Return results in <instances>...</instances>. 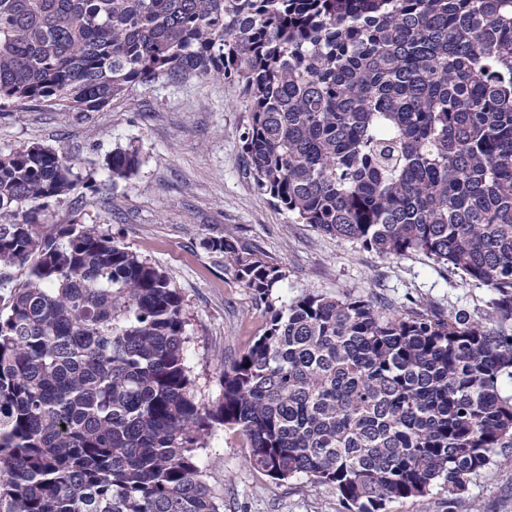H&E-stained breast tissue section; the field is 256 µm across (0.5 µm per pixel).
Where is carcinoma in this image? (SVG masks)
Masks as SVG:
<instances>
[{
    "mask_svg": "<svg viewBox=\"0 0 512 512\" xmlns=\"http://www.w3.org/2000/svg\"><path fill=\"white\" fill-rule=\"evenodd\" d=\"M243 93L246 171L296 224L490 288L485 317L349 292L284 308V278L213 249L267 324L196 399L169 277L91 229L38 231L77 186L0 154V512H221L214 425L250 465L332 485L348 512L453 499L512 448V0H0V109L97 112L160 75ZM136 149L107 160L127 179Z\"/></svg>",
    "mask_w": 512,
    "mask_h": 512,
    "instance_id": "carcinoma-1",
    "label": "carcinoma"
}]
</instances>
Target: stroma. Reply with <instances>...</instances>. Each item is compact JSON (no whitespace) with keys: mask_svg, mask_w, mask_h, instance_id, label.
<instances>
[{"mask_svg":"<svg viewBox=\"0 0 512 512\" xmlns=\"http://www.w3.org/2000/svg\"><path fill=\"white\" fill-rule=\"evenodd\" d=\"M234 84L198 76L139 83L98 112L35 105L0 112V151L40 144L68 158L79 176L71 194L49 200L41 229L74 224L109 235L167 273L183 298L188 364L196 397L215 401L226 365L266 326L248 288L211 241L228 239L279 266L276 306L308 293L351 292L375 301L412 297L444 311L482 315L491 293L421 256L386 259L351 240L292 223L245 171L247 115ZM136 148L140 163L111 180L113 150ZM237 427L214 432L203 454L206 480L223 512H347L334 488L305 477L283 482L253 469ZM388 512H512V464H492L455 499L434 490L399 500Z\"/></svg>","mask_w":512,"mask_h":512,"instance_id":"1","label":"stroma"}]
</instances>
